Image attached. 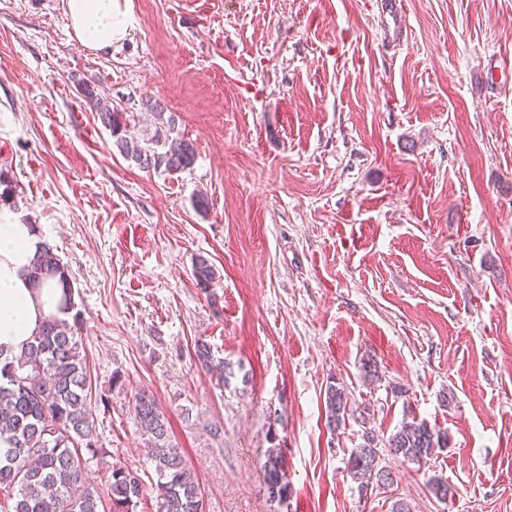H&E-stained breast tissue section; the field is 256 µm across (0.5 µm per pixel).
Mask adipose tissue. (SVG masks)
Listing matches in <instances>:
<instances>
[{
  "mask_svg": "<svg viewBox=\"0 0 512 512\" xmlns=\"http://www.w3.org/2000/svg\"><path fill=\"white\" fill-rule=\"evenodd\" d=\"M74 35L84 46L103 49L128 32L130 0H67ZM35 225L0 210V347L20 353L44 321L57 315L61 291L34 287L29 272L39 251Z\"/></svg>",
  "mask_w": 512,
  "mask_h": 512,
  "instance_id": "adipose-tissue-1",
  "label": "adipose tissue"
}]
</instances>
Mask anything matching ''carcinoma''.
I'll list each match as a JSON object with an SVG mask.
<instances>
[{
    "instance_id": "obj_1",
    "label": "carcinoma",
    "mask_w": 512,
    "mask_h": 512,
    "mask_svg": "<svg viewBox=\"0 0 512 512\" xmlns=\"http://www.w3.org/2000/svg\"><path fill=\"white\" fill-rule=\"evenodd\" d=\"M81 95L110 130L119 153L139 168L177 173L194 164L195 143L177 131L175 115L161 103L146 104L151 127L145 129L142 138L135 139L124 135L127 113L113 108L97 88L84 84ZM31 274L38 287L47 276H59V311L64 317L46 320L28 350L18 355L0 350V441L6 444L0 447V491L7 492L12 500L5 512H134L147 495L138 471L112 465L106 475V504L84 477L87 460L81 450L96 454L99 437L88 409L92 391L77 340L81 314L74 311L69 269L46 243ZM193 276L210 304L217 306L220 296L213 288L216 272L207 258L197 257ZM194 358L201 369L224 374V362L214 358L206 342L195 343ZM326 413L327 427L336 430L347 414L343 389L328 387ZM133 419L153 448L156 512H204L200 484L180 448L172 443L168 420L154 396L137 394ZM447 445V434L415 419L403 423L385 441L391 455L413 463L428 460ZM18 448L25 449L23 455L16 454ZM347 468L364 488L393 483L392 472L380 465L375 439L369 436L362 446L351 450ZM264 474L269 494L288 498L290 482L281 444L267 450Z\"/></svg>"
}]
</instances>
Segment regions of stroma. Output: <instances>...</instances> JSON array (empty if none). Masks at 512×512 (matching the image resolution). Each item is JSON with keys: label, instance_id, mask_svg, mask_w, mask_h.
Here are the masks:
<instances>
[{"label": "stroma", "instance_id": "1", "mask_svg": "<svg viewBox=\"0 0 512 512\" xmlns=\"http://www.w3.org/2000/svg\"><path fill=\"white\" fill-rule=\"evenodd\" d=\"M372 2L131 0L125 39L93 50L66 0H0V170L72 274L98 490L106 462L157 481L132 419L146 391L205 512H512V77L484 78L512 56V0H402L392 48ZM85 83L134 136L145 100L173 112L191 170L125 160ZM199 340L225 381L195 365ZM331 385L351 410L333 431ZM414 416L447 448L385 457L392 485L360 487L351 449ZM274 434L283 501L263 469ZM193 276L196 286L207 295L210 304L217 307L220 302V296L214 290L213 284L216 279V272L214 267L209 263V260L204 256L197 257L194 263Z\"/></svg>", "mask_w": 512, "mask_h": 512}]
</instances>
